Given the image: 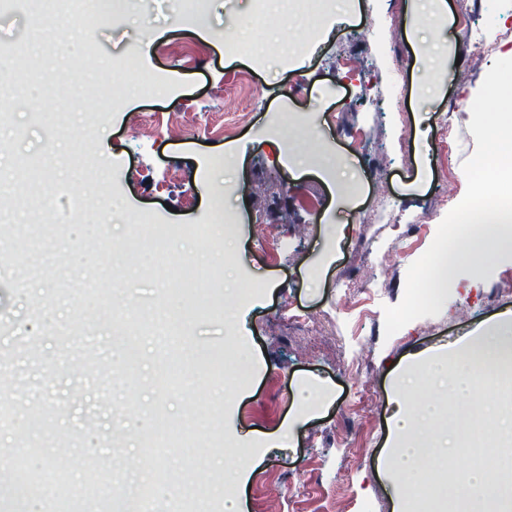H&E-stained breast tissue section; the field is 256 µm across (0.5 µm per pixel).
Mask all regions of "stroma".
<instances>
[{"mask_svg": "<svg viewBox=\"0 0 512 512\" xmlns=\"http://www.w3.org/2000/svg\"><path fill=\"white\" fill-rule=\"evenodd\" d=\"M153 2L92 26L52 0L0 11L9 72L0 90L39 101L0 124V227L11 229L0 238V413L10 415L0 469L46 447L42 512H116L134 498L153 512H213L220 463L245 444L246 512H393L379 465L398 371L512 311V251L462 257L439 315L384 334V309L401 301L408 267L432 244L442 199L465 194L471 105L512 49V0H467L492 46L481 55L448 40L458 0L418 26L410 0H337L347 21L331 28L275 8L257 23L252 0H211L202 19L191 0ZM241 41L247 50H235ZM298 44L305 52L282 64L280 51ZM131 53L128 70L113 68ZM395 53L403 66L392 65ZM100 86L116 90L109 106ZM448 111L444 138L436 119ZM233 121L231 135L217 132ZM242 139L259 145L226 160ZM285 145L304 170L278 160ZM377 169L387 173L380 186ZM210 182L237 218L234 246L185 233L210 216ZM66 189L86 199L70 223L56 218ZM383 194L395 202L386 224L376 212ZM145 214L169 227L150 247L133 236ZM161 251L207 255L213 287L198 293L185 334L167 315L185 300L178 270L155 269ZM342 278L361 287L363 315L344 310ZM237 309L249 332L229 338L224 315ZM113 323L145 346L136 375L124 370ZM208 347L226 354L223 374L193 368ZM360 388L372 404L344 415ZM491 391L478 375L462 400L413 393L437 405L426 435L456 443L421 469L424 512H458L452 490L471 470L464 434ZM290 428L291 445L267 446ZM61 434L73 446L52 454Z\"/></svg>", "mask_w": 512, "mask_h": 512, "instance_id": "1", "label": "stroma"}]
</instances>
